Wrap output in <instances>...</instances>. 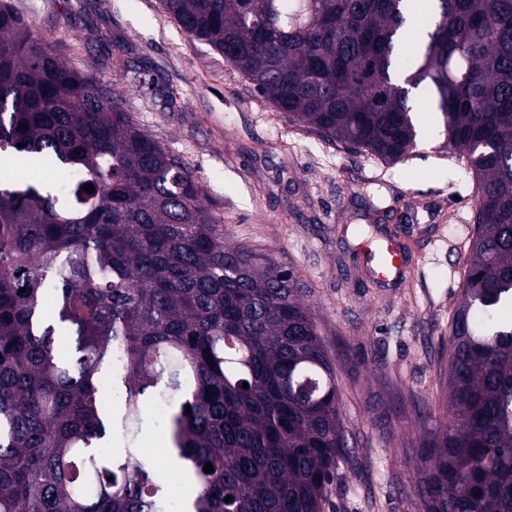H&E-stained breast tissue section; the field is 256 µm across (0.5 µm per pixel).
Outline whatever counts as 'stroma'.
I'll list each match as a JSON object with an SVG mask.
<instances>
[{"mask_svg":"<svg viewBox=\"0 0 512 512\" xmlns=\"http://www.w3.org/2000/svg\"><path fill=\"white\" fill-rule=\"evenodd\" d=\"M62 60L108 84L195 170L229 244L292 271L336 367L350 453L322 512H421L418 436L444 421L448 329L474 231L476 180L440 135L392 164L289 123L159 0H12ZM407 252L381 283L349 227Z\"/></svg>","mask_w":512,"mask_h":512,"instance_id":"obj_1","label":"stroma"}]
</instances>
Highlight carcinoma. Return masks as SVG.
<instances>
[{
    "mask_svg": "<svg viewBox=\"0 0 512 512\" xmlns=\"http://www.w3.org/2000/svg\"><path fill=\"white\" fill-rule=\"evenodd\" d=\"M410 2L161 0L289 122L394 163L422 108L464 152L475 233L418 496L422 512H512V320L495 318L512 307V0H434L401 49ZM1 159L59 178L0 180V512H183L138 447L157 402L192 512H321L348 444L293 274L224 243L195 171L11 0Z\"/></svg>",
    "mask_w": 512,
    "mask_h": 512,
    "instance_id": "carcinoma-1",
    "label": "carcinoma"
}]
</instances>
